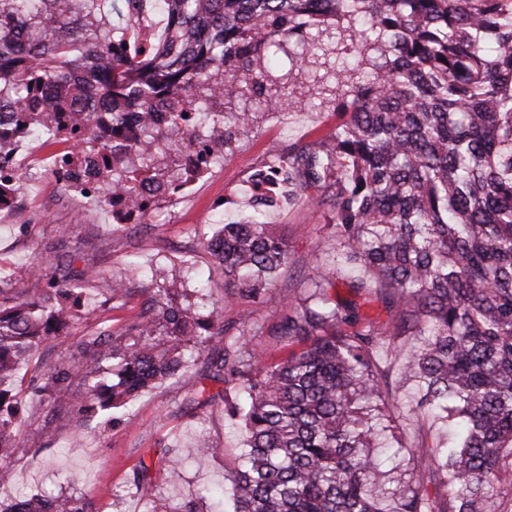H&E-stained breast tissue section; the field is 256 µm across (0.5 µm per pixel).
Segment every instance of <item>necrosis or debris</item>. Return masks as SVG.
I'll list each match as a JSON object with an SVG mask.
<instances>
[{"instance_id":"4bbe7bcc","label":"necrosis or debris","mask_w":512,"mask_h":512,"mask_svg":"<svg viewBox=\"0 0 512 512\" xmlns=\"http://www.w3.org/2000/svg\"><path fill=\"white\" fill-rule=\"evenodd\" d=\"M33 140V135L17 129L10 118L0 119V183L11 188L9 195L0 199L1 212L20 208L26 186L52 175L60 178L67 192L89 201L110 203L115 223L139 224L145 214L162 212L164 201L187 196L198 179L218 165L208 141L196 138L184 141L179 146V153L190 171L189 176L165 187L144 183L138 190V206L130 207L113 197L111 182L101 176L103 159L100 153H92L91 164L77 167L68 163L74 155L72 139L60 138L57 148L45 153L30 152Z\"/></svg>"}]
</instances>
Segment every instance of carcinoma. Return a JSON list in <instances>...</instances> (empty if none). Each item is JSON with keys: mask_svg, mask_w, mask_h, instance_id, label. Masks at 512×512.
I'll return each instance as SVG.
<instances>
[{"mask_svg": "<svg viewBox=\"0 0 512 512\" xmlns=\"http://www.w3.org/2000/svg\"><path fill=\"white\" fill-rule=\"evenodd\" d=\"M152 12L160 31L127 48ZM312 91L340 121L273 162H287L289 192L326 197L336 254L271 331L288 355L250 346V314L224 327L218 305L191 312L160 288L157 312L95 332L40 392L59 403L78 377L88 395L74 404L110 418L207 348L212 379L244 396L197 401H223L245 431L233 512H512V0H0V113L37 136L92 125L79 153L123 135L104 176L132 207L141 181L183 178L165 158L184 114L212 113L227 155ZM275 202L249 194L203 242L231 296L262 297L288 264L266 221ZM338 280L352 297L330 293ZM370 302L384 324L362 312ZM81 307L68 288L28 301L0 286V458L15 452L19 365ZM442 421L453 433L410 456L409 481L376 493L372 449L402 450ZM138 491L148 512H175L150 479ZM23 503L92 512L73 493Z\"/></svg>", "mask_w": 512, "mask_h": 512, "instance_id": "1", "label": "carcinoma"}]
</instances>
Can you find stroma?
I'll return each instance as SVG.
<instances>
[{"mask_svg": "<svg viewBox=\"0 0 512 512\" xmlns=\"http://www.w3.org/2000/svg\"><path fill=\"white\" fill-rule=\"evenodd\" d=\"M335 111L306 103L285 110L279 118L256 127L227 156L222 169L200 180L191 195L171 201L167 224H117L111 211L67 195L55 180L27 188V203L0 222V270L12 275V292L23 298L48 290L50 280L77 287V273L93 268L87 283L94 305L89 314L46 339L35 350L16 389L22 427L16 451L1 461L12 473L0 488V503L10 504L34 494H55L76 488L92 512H144L134 484L140 471L152 476L158 495L173 507L198 500L203 512H214L212 500L198 499L203 487L226 486L239 463L244 432L227 414L223 402L191 409L200 394H215L225 385L202 376V359H195L170 378L146 389L116 414L115 422L94 427L78 410L39 401L29 379L46 383L56 372L75 367L76 345L91 333L118 331L137 319L159 285L176 284L186 305L221 302L224 323H237L249 310L264 332L252 337L266 350L270 362L287 351L267 331L293 313V302L304 294L313 268L329 263L336 240L327 225L328 205L318 204L315 192L278 204L270 220L288 246V265L269 285L263 301L236 297L225 303L224 273L199 246L212 229L216 201L227 212L242 208L245 183L254 167L276 153L294 149L325 135L335 125ZM208 288H200L202 276ZM125 280L128 295L112 301L113 281ZM206 441L219 453L206 467H197L195 448ZM178 463H171V455Z\"/></svg>", "mask_w": 512, "mask_h": 512, "instance_id": "1", "label": "stroma"}]
</instances>
